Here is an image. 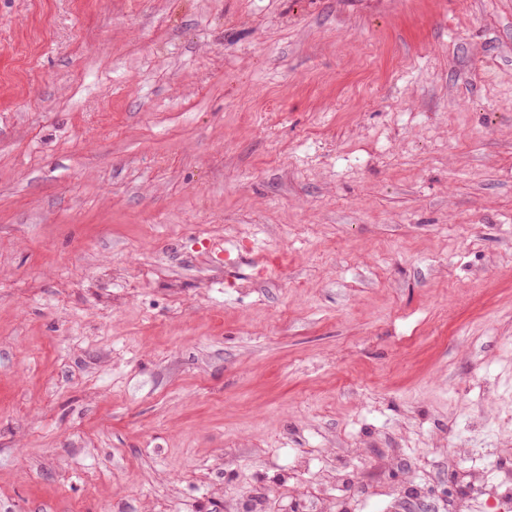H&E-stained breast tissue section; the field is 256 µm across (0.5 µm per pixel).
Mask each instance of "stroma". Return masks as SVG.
<instances>
[{
  "mask_svg": "<svg viewBox=\"0 0 512 512\" xmlns=\"http://www.w3.org/2000/svg\"><path fill=\"white\" fill-rule=\"evenodd\" d=\"M461 443L512 455V0H0V512L345 451L436 504Z\"/></svg>",
  "mask_w": 512,
  "mask_h": 512,
  "instance_id": "1",
  "label": "stroma"
}]
</instances>
